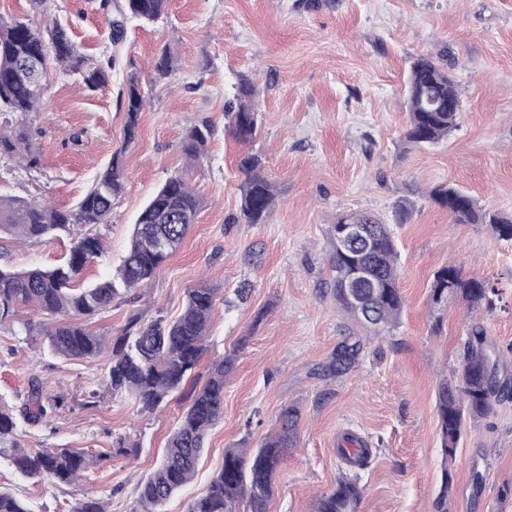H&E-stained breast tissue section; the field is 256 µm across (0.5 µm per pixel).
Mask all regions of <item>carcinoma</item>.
Instances as JSON below:
<instances>
[{"label":"carcinoma","instance_id":"obj_1","mask_svg":"<svg viewBox=\"0 0 512 512\" xmlns=\"http://www.w3.org/2000/svg\"><path fill=\"white\" fill-rule=\"evenodd\" d=\"M100 8L108 15L117 11L118 16L109 20V37L117 40L124 33V20L128 17L151 25L163 21L168 15L169 0H121L117 5L113 0H100ZM36 54L40 67L30 71L26 64ZM57 69L80 74L90 88L106 84L109 76L104 65H87L63 24L56 21L42 29L24 19L0 20V158L18 160L27 170L40 166V157L32 148L28 118L38 111L42 101L36 86L47 83L50 72ZM175 69L174 56L169 49H162L153 66L155 77L167 78ZM405 92L404 142L408 146L435 144L456 129L462 101L448 68L433 56L413 58ZM258 95L259 89L253 82L243 79L237 94L224 106L227 129L242 144L253 143L260 132L254 105ZM143 107L139 81L132 75L123 148L112 154L86 195L70 209L0 196V235L49 241L75 226L110 223L113 199L124 189L126 181L125 150L137 140ZM211 136L208 122L194 125L184 142L186 159L199 161ZM263 164L262 156L252 151L239 157L237 167L243 176L239 186V223L268 221L275 191L262 175ZM427 198L448 209L458 224H487L498 237L512 239L511 216L481 208L471 196L451 184L432 187ZM201 206L200 197L182 174L170 176L140 211L120 263L107 277L81 288L77 283L84 268L104 253L97 233L86 231L75 238L67 259L55 267L29 265L15 269L0 264V324L12 321L22 308L37 309L48 321L24 323L26 335L42 337L53 355L67 360L107 355L104 383L112 395H127L147 412L175 397L185 400L186 409L169 435L157 466L138 489V508L133 512H155V507L164 504L192 479L207 432L223 416L224 380L234 371L236 357L228 354L214 362L205 383L195 385L192 373L206 350L217 297L214 288L187 289L184 310L175 320L141 323L133 318L123 333L109 343L89 330L83 318L109 308L122 293L155 278L195 224ZM343 224H363L370 231L368 241L355 245L347 254L336 245ZM329 243L334 272L329 288L338 307L374 336L390 332L399 323L403 298L398 286V251L389 226L369 211L343 213L329 229ZM357 261L366 266L369 274L361 291L372 303L370 322L360 317L347 296L349 274ZM496 296L498 291L489 281L475 275L465 276L449 265L435 271L429 292L435 308L440 303L446 308L450 302H460L470 310L490 311ZM466 335L458 369L452 378H443L436 387L435 410L445 459L454 455L468 421L484 415L494 402L512 396V385L508 379L500 378L505 357L488 346L483 324L469 323ZM358 352L356 343L343 346L336 353V371L350 367ZM63 404V396L45 395L40 382L35 380L18 413L0 407V455L10 458L20 476L71 484L94 464V457L81 450L28 449L20 443L18 419L36 424L50 418ZM299 419V408L285 405L279 413L276 433L248 452L243 448L226 449L223 468L191 502L188 512H239L241 503L246 505L245 512H270L276 475L287 449L296 444ZM337 453L352 464L353 470L341 475L334 488L319 496L315 512H358L362 488L357 470L367 464L371 449L365 441L347 433L339 442ZM449 490L445 470L435 512H448ZM0 512L29 509L12 493L0 490Z\"/></svg>","mask_w":512,"mask_h":512}]
</instances>
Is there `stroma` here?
I'll return each instance as SVG.
<instances>
[{
	"label": "stroma",
	"instance_id": "1",
	"mask_svg": "<svg viewBox=\"0 0 512 512\" xmlns=\"http://www.w3.org/2000/svg\"><path fill=\"white\" fill-rule=\"evenodd\" d=\"M100 0H0V16L35 26L67 25L80 51L113 59L105 85L51 73L39 112L31 116L39 170L0 159V194L47 199L67 208L90 188L117 149L125 151L126 188L110 223L100 225L106 254L83 275L91 283L116 266L138 213L167 178L186 175L202 211L159 275L88 317L99 335L118 336L132 317L148 323L179 316L187 289L216 288L208 349L194 371L204 383L214 360L236 352L224 384V417L208 432L196 474L163 507L186 512L224 463V451L256 447L276 429L281 408L301 412L297 445L277 477L271 512H312L346 469L336 441L346 432L368 442L360 471L358 512H434L442 472L451 476L449 512H512V400L494 403L469 423L453 458L443 459L435 390L453 375L466 338V308H431L433 272L453 265L488 279L501 292L481 311L489 340L512 347V240L486 224H458L426 196L448 182L478 205L512 214V0H170L163 23L130 20L122 39L108 36ZM179 70L156 80L151 64L162 47ZM447 50L462 99L458 129L425 148L408 147L404 88L412 57ZM138 76L144 96L139 135L124 147L126 82ZM261 90L255 108L261 133L252 145L265 159L276 205L267 223L238 224L236 167L243 144L224 124V104L240 79ZM208 121L207 154L189 167V130ZM81 144H73V134ZM406 198L405 218L395 203ZM369 211L389 224L397 242L403 294L399 325L374 337L355 326L325 284L328 229L349 211ZM69 236L49 242L0 240L10 266L60 263ZM249 284L246 300L236 290ZM360 343L353 367L336 373L342 344ZM104 360H66L0 325V406H17L32 378L66 398L50 422L20 424L29 448H77L99 461L72 484L35 482L0 456V489L30 512H72L82 499L106 512H133L138 484L156 466L184 410L175 399L145 413L112 396ZM133 445L115 454L117 442Z\"/></svg>",
	"mask_w": 512,
	"mask_h": 512
}]
</instances>
